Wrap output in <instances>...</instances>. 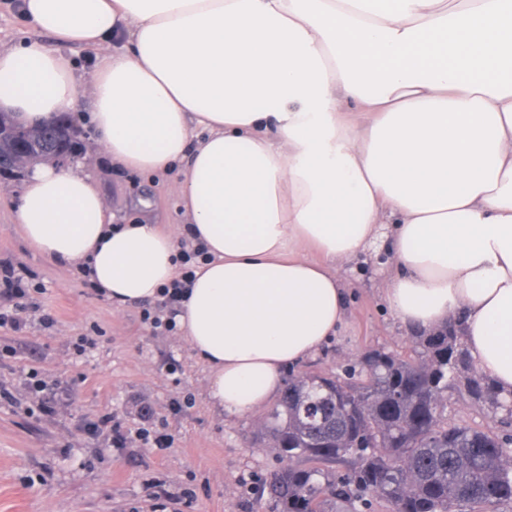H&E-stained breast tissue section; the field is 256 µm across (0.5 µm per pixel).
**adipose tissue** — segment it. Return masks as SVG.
Segmentation results:
<instances>
[{
	"mask_svg": "<svg viewBox=\"0 0 512 512\" xmlns=\"http://www.w3.org/2000/svg\"><path fill=\"white\" fill-rule=\"evenodd\" d=\"M53 45L0 48V110L25 126L88 101L113 164L171 179L204 248L177 323L207 396L245 415L347 314L339 269L381 225L407 327L458 325L512 394V0H14ZM93 62L81 81L62 53ZM79 168L34 165L15 223L83 264L116 307L181 263L158 225L113 227Z\"/></svg>",
	"mask_w": 512,
	"mask_h": 512,
	"instance_id": "ef3b65f1",
	"label": "adipose tissue"
}]
</instances>
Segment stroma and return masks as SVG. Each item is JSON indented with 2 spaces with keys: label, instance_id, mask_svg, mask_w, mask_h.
Returning <instances> with one entry per match:
<instances>
[{
  "label": "stroma",
  "instance_id": "1",
  "mask_svg": "<svg viewBox=\"0 0 512 512\" xmlns=\"http://www.w3.org/2000/svg\"><path fill=\"white\" fill-rule=\"evenodd\" d=\"M81 141L92 155L90 175L121 216L174 228L180 211L167 182L112 167L96 156L94 132L79 117ZM23 179H0V265L24 270L36 285L33 300L48 325L25 331L0 328V344L15 356L0 357V382L16 385L22 371L35 369L56 383L54 416L27 415L0 405V512H154L155 490L180 493L166 512H255L257 492L281 462L273 452L251 445L265 409L232 416L216 411L205 397L207 369L191 352L181 331L153 334L145 311L160 299L117 308L98 293L78 265H66L29 247L14 222ZM150 207H142V200ZM392 267L386 236H379L344 274L354 281L346 325L316 358L288 369L339 372L371 348L408 351L412 330L387 308L384 277ZM94 348L75 357L80 337ZM150 404L151 436L165 447L137 441L135 408ZM111 414L112 428L129 436L127 447L105 446L90 436L87 422ZM449 421L499 431V415L469 397L449 393Z\"/></svg>",
  "mask_w": 512,
  "mask_h": 512
}]
</instances>
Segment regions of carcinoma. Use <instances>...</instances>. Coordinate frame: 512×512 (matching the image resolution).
<instances>
[{
  "mask_svg": "<svg viewBox=\"0 0 512 512\" xmlns=\"http://www.w3.org/2000/svg\"><path fill=\"white\" fill-rule=\"evenodd\" d=\"M18 124L0 112V158L14 154ZM30 164L76 149L66 126L25 131ZM475 369L459 329L413 337L409 352L373 350L360 370L291 379L255 440L285 465L266 482L261 512H501L512 509V440L445 416L448 389L494 410L508 399Z\"/></svg>",
  "mask_w": 512,
  "mask_h": 512,
  "instance_id": "1",
  "label": "carcinoma"
}]
</instances>
